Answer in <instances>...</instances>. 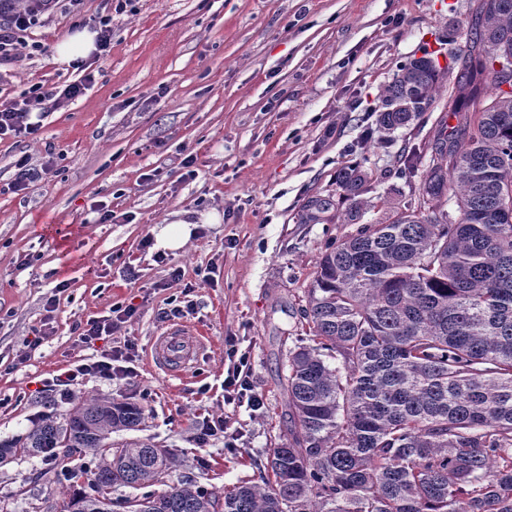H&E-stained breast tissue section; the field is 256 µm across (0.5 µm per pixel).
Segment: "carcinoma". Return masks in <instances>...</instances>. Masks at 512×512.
<instances>
[{
    "label": "carcinoma",
    "mask_w": 512,
    "mask_h": 512,
    "mask_svg": "<svg viewBox=\"0 0 512 512\" xmlns=\"http://www.w3.org/2000/svg\"><path fill=\"white\" fill-rule=\"evenodd\" d=\"M497 51L512 53V0L479 6L466 52L480 68L460 72L452 111L476 98V73L497 94L464 137L436 145L422 199L321 257L303 310L313 344L288 355V438L266 449L261 482L222 497L190 481L155 489L169 457L112 443L144 421L139 404L114 399L82 400L0 455H91L87 484L65 474V512H512V91ZM437 81L426 56L403 65L380 126L428 111ZM365 182L356 169L337 179L354 206ZM120 487L137 493L112 497Z\"/></svg>",
    "instance_id": "cac0c4a2"
}]
</instances>
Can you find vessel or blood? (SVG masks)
<instances>
[{
    "label": "vessel or blood",
    "instance_id": "1",
    "mask_svg": "<svg viewBox=\"0 0 512 512\" xmlns=\"http://www.w3.org/2000/svg\"><path fill=\"white\" fill-rule=\"evenodd\" d=\"M209 344V338L197 326L172 323L156 337L149 354L153 367L164 372L195 367Z\"/></svg>",
    "mask_w": 512,
    "mask_h": 512
}]
</instances>
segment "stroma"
Instances as JSON below:
<instances>
[{
    "label": "stroma",
    "instance_id": "1",
    "mask_svg": "<svg viewBox=\"0 0 512 512\" xmlns=\"http://www.w3.org/2000/svg\"><path fill=\"white\" fill-rule=\"evenodd\" d=\"M478 0H83L79 15L55 14L35 28L40 44L0 69V101L31 86L79 80L56 44L112 17L108 51L92 58L95 84L44 121L41 141H0V442L85 399L140 404L137 438L173 460L166 478L218 492L257 481L266 449L288 437L284 391L291 350L310 345L302 311L317 263L364 224L389 220L419 196L431 149L457 126L456 80L440 79L429 111L387 130L384 88L400 65L428 56L459 70L448 53L474 25ZM420 150L413 175L403 157ZM53 160L56 177L13 193V162ZM191 167H183L185 158ZM359 165L371 181L357 217L336 185ZM112 210L102 224L92 207ZM195 230L181 250L158 254L160 228ZM217 282H209L211 268ZM190 298L186 320L211 345L193 369L170 376L148 366L163 311ZM136 315L95 344L77 329L113 304ZM49 334L35 352V329ZM249 359L263 404L224 398L232 368L226 339ZM134 344L131 376L86 378L67 395L47 382L75 362ZM222 421L205 438L203 426ZM90 456L56 461L22 455L0 467V507L62 508L63 475L92 472Z\"/></svg>",
    "mask_w": 512,
    "mask_h": 512
}]
</instances>
